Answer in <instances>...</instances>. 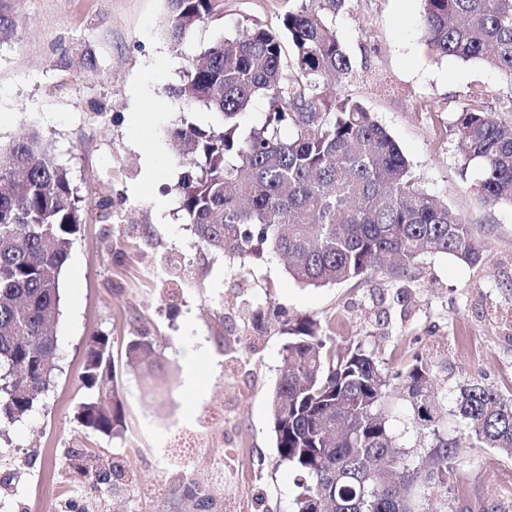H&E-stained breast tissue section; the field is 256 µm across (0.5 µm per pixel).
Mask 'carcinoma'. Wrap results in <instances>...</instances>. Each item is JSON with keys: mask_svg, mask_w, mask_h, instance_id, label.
Wrapping results in <instances>:
<instances>
[{"mask_svg": "<svg viewBox=\"0 0 512 512\" xmlns=\"http://www.w3.org/2000/svg\"><path fill=\"white\" fill-rule=\"evenodd\" d=\"M346 0H299L280 25L216 35L202 63L183 70L168 92L190 110L212 112L218 124L172 129L181 210L198 247L241 258L266 251L283 256L288 274L305 286L365 280L383 273L411 277L424 254L481 259L474 227L412 171L386 129L363 104L333 91L331 80L359 77L332 20ZM223 0H168L167 37L178 48L200 25L223 16ZM421 23L437 56L482 61L512 78V0H423ZM291 52L284 55V44ZM266 101L257 124L237 118L252 101ZM499 109L471 96L456 112V152L477 163L473 194L484 207L512 206V128ZM290 135L281 136V129ZM0 435L30 412L51 383L57 361L55 316L73 237L85 223L67 169L36 134L0 145ZM286 366L271 396L280 462L300 476L295 512H430L417 497L447 491L460 450L439 435L433 369L416 357L389 373L358 342L327 345L319 322L286 326ZM131 367L157 362L155 339L126 345ZM412 410L410 425L436 438L431 448L396 446L388 405L392 380ZM79 403L82 427L120 437L125 431L112 341L94 336L85 352ZM457 415L473 448L512 458V395L473 382L460 391ZM74 448L70 468L85 484L126 478Z\"/></svg>", "mask_w": 512, "mask_h": 512, "instance_id": "carcinoma-1", "label": "carcinoma"}]
</instances>
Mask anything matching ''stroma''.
<instances>
[{
    "instance_id": "obj_1",
    "label": "stroma",
    "mask_w": 512,
    "mask_h": 512,
    "mask_svg": "<svg viewBox=\"0 0 512 512\" xmlns=\"http://www.w3.org/2000/svg\"><path fill=\"white\" fill-rule=\"evenodd\" d=\"M298 0H224V16L196 28L181 47L165 29L167 0H0L15 23L0 44V143L37 131L67 168L86 222L74 237L60 288L59 360L48 394L0 437V500L10 512H291L295 474L275 448L269 401L284 364L288 321L321 323L339 347L363 340L390 369L420 356L444 397L440 431L463 440L455 414L460 389L477 381L512 394V207L480 206L476 168H462L452 124L472 91L489 104L512 81L477 61L439 58L420 19L421 0H347L337 34L361 78L337 94L361 101L387 129L426 187L477 230L482 260L424 256L410 279L379 276L360 284L305 286L273 253L243 259L200 250L179 210L183 169L169 129L216 117L191 112L168 94L183 68L217 33L255 23L278 26ZM406 288L408 311L394 306ZM107 334L119 377L126 431L86 434L75 418L91 337ZM152 336L165 361L145 373L126 361V343ZM235 340L241 368L230 373L224 340ZM202 347L198 394L182 376L185 346ZM226 422L216 426L215 415ZM242 450L240 491L225 488L213 459L226 444ZM88 448L120 460L115 488L76 484L68 451ZM193 450L183 472L175 458ZM431 512L512 507V458L475 449ZM165 483L138 501L131 488ZM203 486L201 507L192 496Z\"/></svg>"
}]
</instances>
